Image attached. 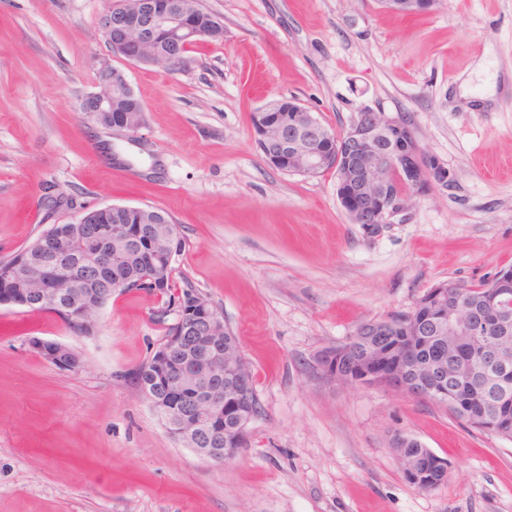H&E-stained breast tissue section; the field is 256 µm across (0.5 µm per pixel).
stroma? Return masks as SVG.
Listing matches in <instances>:
<instances>
[{
	"label": "stroma",
	"instance_id": "obj_1",
	"mask_svg": "<svg viewBox=\"0 0 512 512\" xmlns=\"http://www.w3.org/2000/svg\"><path fill=\"white\" fill-rule=\"evenodd\" d=\"M200 3L224 40L200 41L174 75L111 54L106 0H0V256L46 227L51 195L167 211L185 239L176 282L223 313L250 365L248 446L205 462L141 396L134 372L165 336L156 298L113 297L91 337L0 306V512H512V439L312 369L319 349L433 286L512 266V0H440L409 17L377 0ZM104 58L143 103L136 141L79 110ZM280 98L338 132L366 108L403 118L453 187L395 223H349L333 174L263 161L250 115ZM34 336L70 346L82 368L58 370ZM398 433L447 462L443 485L406 480Z\"/></svg>",
	"mask_w": 512,
	"mask_h": 512
}]
</instances>
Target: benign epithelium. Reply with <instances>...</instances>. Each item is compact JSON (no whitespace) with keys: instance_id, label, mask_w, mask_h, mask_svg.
<instances>
[{"instance_id":"1","label":"benign epithelium","mask_w":512,"mask_h":512,"mask_svg":"<svg viewBox=\"0 0 512 512\" xmlns=\"http://www.w3.org/2000/svg\"><path fill=\"white\" fill-rule=\"evenodd\" d=\"M439 0H385L384 10L403 15L433 10ZM100 29L108 45L119 44L122 58L135 65H151L147 50L170 54L180 61L178 53L209 37L181 0H107V8L99 19ZM98 85L107 90L87 94L81 111L96 124L119 133L127 139L137 137L138 128L129 124L123 112L112 108V91L126 97L135 96L123 70L109 60L100 62ZM288 105V116L279 118L261 113L262 126L270 130L265 138L268 156L282 161L286 171L303 177L319 176L332 164L336 168V196L351 224H392L403 215L412 198L436 187H447L453 173L438 159L424 155L412 130L399 118L365 109L340 134L331 131L294 99L276 101ZM406 177L409 189L393 193L388 179L394 174ZM135 210L139 224H114L106 228L112 239L126 246L123 257L140 261L157 271L168 268L178 256L180 233L169 224L168 217L144 206L103 205V210ZM76 218L69 224H53L40 235L38 258L31 264L6 269L0 278V305L31 308L41 305L65 310L78 318L90 319L94 307L88 292L78 287L82 277L108 284V268L99 252H79L74 247L76 225L92 223L93 207L72 208ZM50 272L68 281L69 290L42 288L37 292L24 285L39 273ZM447 284L431 288L426 296L435 302V316L418 314L420 304L404 318L406 332L422 340L434 336L456 339L476 337L483 341V352H491L485 373L486 386L478 401L480 416L493 408L502 419L487 432L500 435L508 427V335L512 332V276L496 272L488 279L486 299L491 310H479L461 301L445 303ZM185 315L179 316L180 332L169 336L150 357L153 384L142 383L139 391L153 412L161 417L168 434L190 448L202 459L216 465L234 460L247 447V427L253 412V377L241 350L224 347V317L200 292H192ZM364 336H381L384 342L368 351L359 362L360 377L353 379L341 373L340 360L344 345L326 347L313 356V372L330 383L345 386H373L394 389L406 395L417 394L405 369L381 379L376 371L393 348L390 330L376 320L362 324L347 344L360 343ZM29 346L37 353L59 356L68 346L56 341L33 338ZM231 382L221 385L224 376ZM471 373L465 365L457 366L448 387L435 389L438 398H450L454 387L469 382ZM234 421L230 431L224 419Z\"/></svg>"}]
</instances>
